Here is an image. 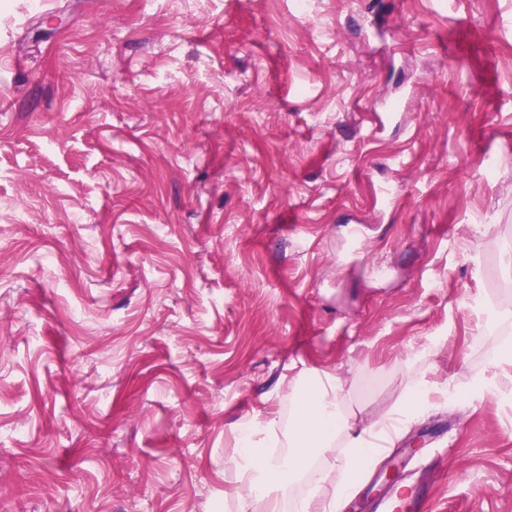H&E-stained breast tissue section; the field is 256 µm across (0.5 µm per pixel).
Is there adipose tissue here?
<instances>
[{
    "label": "adipose tissue",
    "mask_w": 512,
    "mask_h": 512,
    "mask_svg": "<svg viewBox=\"0 0 512 512\" xmlns=\"http://www.w3.org/2000/svg\"><path fill=\"white\" fill-rule=\"evenodd\" d=\"M428 389L422 378L408 380L399 402L377 419H358L349 411L337 375L316 376L313 383L291 382V414L287 431L276 432L271 421L254 418L243 423L245 440L237 449L248 494L247 512H278L292 499L294 512H337L355 479L375 459L380 443L395 436L423 409ZM336 455V483L332 497L322 493L326 476L313 463L327 453ZM307 481L305 496H294L300 481Z\"/></svg>",
    "instance_id": "obj_1"
}]
</instances>
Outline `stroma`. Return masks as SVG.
<instances>
[{"mask_svg":"<svg viewBox=\"0 0 512 512\" xmlns=\"http://www.w3.org/2000/svg\"><path fill=\"white\" fill-rule=\"evenodd\" d=\"M509 253L512 0H0V512H240L311 370L512 512Z\"/></svg>","mask_w":512,"mask_h":512,"instance_id":"35a3bbf8","label":"stroma"}]
</instances>
